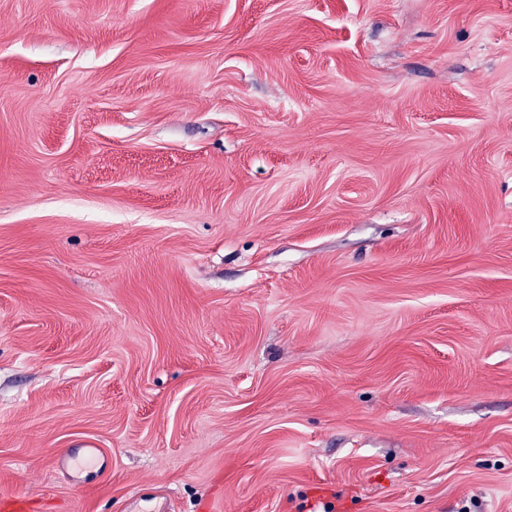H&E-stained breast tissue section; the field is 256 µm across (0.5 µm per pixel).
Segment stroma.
Wrapping results in <instances>:
<instances>
[{"instance_id":"stroma-1","label":"stroma","mask_w":512,"mask_h":512,"mask_svg":"<svg viewBox=\"0 0 512 512\" xmlns=\"http://www.w3.org/2000/svg\"><path fill=\"white\" fill-rule=\"evenodd\" d=\"M0 492L512 512V0H0Z\"/></svg>"}]
</instances>
